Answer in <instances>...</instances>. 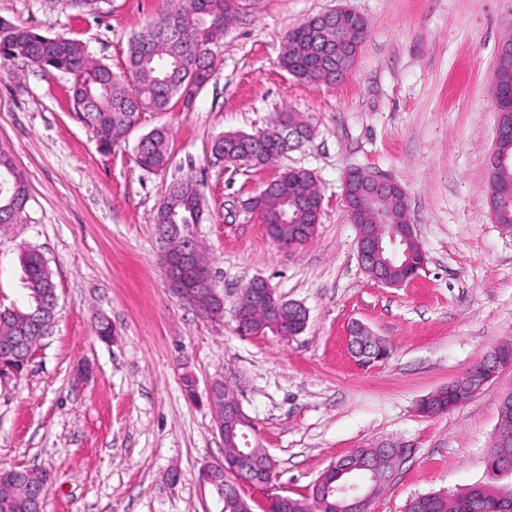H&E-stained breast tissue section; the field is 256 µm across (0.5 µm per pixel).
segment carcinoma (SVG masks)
<instances>
[{
    "mask_svg": "<svg viewBox=\"0 0 512 512\" xmlns=\"http://www.w3.org/2000/svg\"><path fill=\"white\" fill-rule=\"evenodd\" d=\"M248 0H182L166 10L129 43L125 69L92 60L83 46L73 40L42 35L20 28L15 42L27 46L25 60L45 69L64 71L73 76L70 98L78 118L94 134L99 147L110 152L126 142L140 111L165 112L188 82L206 84L210 76L208 48L224 37V28ZM332 40L301 24L287 36L280 66L291 76L313 82L326 71L336 52ZM212 153L230 156L235 162L262 167L285 151L277 128L265 129L261 136L238 131L235 138H215ZM136 162L145 170L164 168L169 162L168 136L155 129L143 136L137 146ZM266 195L254 197L252 206L263 212L262 222L274 241H309L321 221L322 198L312 174L304 169H288L264 187ZM29 202V189L23 174L11 157L0 152V228L23 220ZM205 203L197 184L190 178L173 184L157 210L155 224H178L187 233L203 214ZM20 262L29 289V304L23 309L0 310V348L8 345L36 308L47 300L56 285L48 262L35 249L20 251ZM282 326L296 336L305 327L301 315L283 306L276 314ZM233 318L242 335L269 330L268 311L251 298V286L243 288L235 302ZM471 386V375L454 384L455 391H439L427 399L430 414L448 413L457 393ZM46 483V472L34 469L0 470V512H32L24 484ZM469 494L467 512H512V503L499 496V483L492 477L478 481L466 490L448 493V498Z\"/></svg>",
    "mask_w": 512,
    "mask_h": 512,
    "instance_id": "obj_1",
    "label": "carcinoma"
}]
</instances>
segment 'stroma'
Listing matches in <instances>:
<instances>
[{
    "instance_id": "1",
    "label": "stroma",
    "mask_w": 512,
    "mask_h": 512,
    "mask_svg": "<svg viewBox=\"0 0 512 512\" xmlns=\"http://www.w3.org/2000/svg\"><path fill=\"white\" fill-rule=\"evenodd\" d=\"M169 6L108 0L90 14L0 0V18L77 40L119 71L132 36ZM342 7L368 23L352 72L323 84L284 71L288 32ZM510 36L512 0H253L212 45L213 75L194 98L141 112L108 155L71 110L68 74L0 57V149L30 191L25 220L0 231V310L28 303L24 245L45 255L58 296L27 369L0 379V469L47 471L43 512H218L198 482L201 466L224 456L204 391L230 374L282 494L310 496L331 463L381 441L411 454L371 512H404L417 495L484 479L512 368L447 414L422 416L418 404L512 342V230L491 218L488 172L491 78ZM284 112L311 134L271 164L212 154L217 136L270 127ZM159 127L169 163L141 169L135 147ZM351 168L406 191L426 264L405 286L378 283L358 261L342 196ZM288 169L313 174L323 212L311 240L284 249L247 203ZM186 178L206 201L196 232L226 306L264 278L306 309L302 333L243 337L232 316L204 320L171 295L154 218ZM102 318L115 330L108 343L93 332ZM354 321L390 347L388 360L356 363ZM186 371L200 389L193 399Z\"/></svg>"
}]
</instances>
